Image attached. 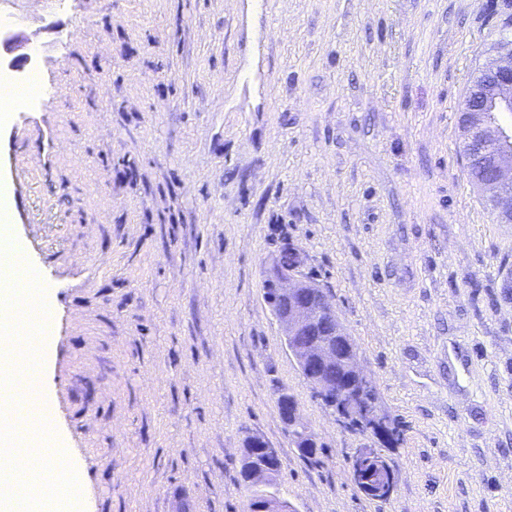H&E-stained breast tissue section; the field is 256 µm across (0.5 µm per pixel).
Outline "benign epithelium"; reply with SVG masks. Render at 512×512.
Segmentation results:
<instances>
[{"label": "benign epithelium", "instance_id": "obj_1", "mask_svg": "<svg viewBox=\"0 0 512 512\" xmlns=\"http://www.w3.org/2000/svg\"><path fill=\"white\" fill-rule=\"evenodd\" d=\"M499 112H512V40L496 48V55L477 72L470 84L460 114L464 157L476 153L487 167L480 186L496 207L498 223H512V130L497 119ZM290 257L276 255L265 272L263 285L275 289L267 298L280 323L285 345L299 371L320 401L331 409L343 404L377 422L375 386L361 367L353 339L336 315L335 306L323 289L309 283L301 273L302 253L295 247ZM279 412L294 444L316 447L315 436L303 422L295 399L285 394ZM249 483L274 492L248 504V512H294L278 486L279 462L261 439L243 442ZM351 477L364 494L386 498L395 491V475L378 448H359L351 459Z\"/></svg>", "mask_w": 512, "mask_h": 512}]
</instances>
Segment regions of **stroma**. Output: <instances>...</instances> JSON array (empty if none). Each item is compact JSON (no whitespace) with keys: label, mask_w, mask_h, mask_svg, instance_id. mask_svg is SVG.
Returning a JSON list of instances; mask_svg holds the SVG:
<instances>
[{"label":"stroma","mask_w":512,"mask_h":512,"mask_svg":"<svg viewBox=\"0 0 512 512\" xmlns=\"http://www.w3.org/2000/svg\"><path fill=\"white\" fill-rule=\"evenodd\" d=\"M0 34L41 80L0 177L83 512H247L250 435L296 512H512V235L459 126L512 0H0ZM286 242L398 432L388 500L350 475L376 438L313 398L264 300ZM279 403V412L284 424L288 427V434L291 440L297 447V444L301 445L300 448H311L304 456H313L316 454V440L315 436L308 430L307 426L303 422L301 417L298 404L295 399L288 394H282Z\"/></svg>","instance_id":"stroma-1"}]
</instances>
